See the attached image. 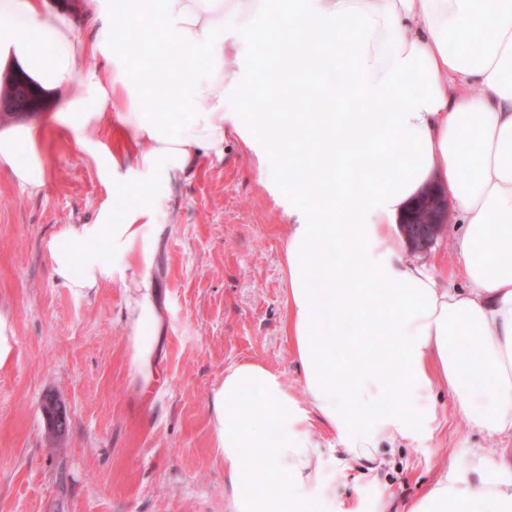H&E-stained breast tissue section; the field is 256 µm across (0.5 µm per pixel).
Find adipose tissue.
I'll list each match as a JSON object with an SVG mask.
<instances>
[{
  "mask_svg": "<svg viewBox=\"0 0 512 512\" xmlns=\"http://www.w3.org/2000/svg\"><path fill=\"white\" fill-rule=\"evenodd\" d=\"M149 3L144 11L133 0H81L73 10L62 0H0V67L59 97L51 119L80 146L98 118L89 102H117L128 149L107 164L142 174L131 184L138 208L118 220L102 208L97 223L68 225L52 240V273L74 294L111 282L131 260L149 261L170 190L193 165L223 158L225 141L247 148L268 184L288 177L287 329L303 393L251 361L212 386L210 430L232 512L335 503L314 421L347 460L373 462L385 443L434 436L437 385L469 425L512 436V0H281L276 21L268 0ZM78 12L92 19L89 32L78 29ZM139 20L159 25L167 53L183 62L170 77L179 129L158 118L157 88L134 60L129 32ZM276 29L286 37L270 59L256 44ZM344 36L352 63L328 89L317 75ZM87 54L103 67L78 68ZM267 68L287 76L295 99L332 95V117L275 112L244 125L239 113L252 111L254 77ZM44 132L41 122L0 128V169L29 189L47 181ZM310 145L326 166L306 160ZM281 147L286 169L267 167L266 153ZM432 185L464 226L463 290L408 261L397 234L400 215ZM327 208L333 222L318 223ZM381 321L389 341L363 346L364 327ZM161 324L153 293L138 291L128 358L147 386L159 372ZM261 478L269 491L239 494ZM407 512H512V466L460 457Z\"/></svg>",
  "mask_w": 512,
  "mask_h": 512,
  "instance_id": "ef3b65f1",
  "label": "adipose tissue"
}]
</instances>
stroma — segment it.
Masks as SVG:
<instances>
[{
  "mask_svg": "<svg viewBox=\"0 0 512 512\" xmlns=\"http://www.w3.org/2000/svg\"><path fill=\"white\" fill-rule=\"evenodd\" d=\"M76 146L48 127L49 178L41 190L0 170V310L17 340L0 370V512H230L224 464L213 446L207 395L231 364H264L293 393L300 371L287 331L284 251L287 182L268 186L239 142L222 160L189 170L151 240L150 261H132L112 282L79 296L54 277L49 243L70 224L114 218L140 196L113 189L105 159L122 149L111 103ZM448 222L415 260L464 287ZM153 289L162 311L161 379L141 391L130 374L128 286ZM448 424L432 440L383 451L377 479L337 467L338 512H405L452 455L483 451L512 463V438L470 429L435 388ZM65 406L54 435L43 405Z\"/></svg>",
  "mask_w": 512,
  "mask_h": 512,
  "instance_id": "obj_1",
  "label": "stroma"
}]
</instances>
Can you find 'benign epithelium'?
<instances>
[{
    "label": "benign epithelium",
    "mask_w": 512,
    "mask_h": 512,
    "mask_svg": "<svg viewBox=\"0 0 512 512\" xmlns=\"http://www.w3.org/2000/svg\"><path fill=\"white\" fill-rule=\"evenodd\" d=\"M448 222V196L436 187L423 197L399 220L400 231L409 250L414 254L427 252L439 236V228Z\"/></svg>",
    "instance_id": "1"
}]
</instances>
